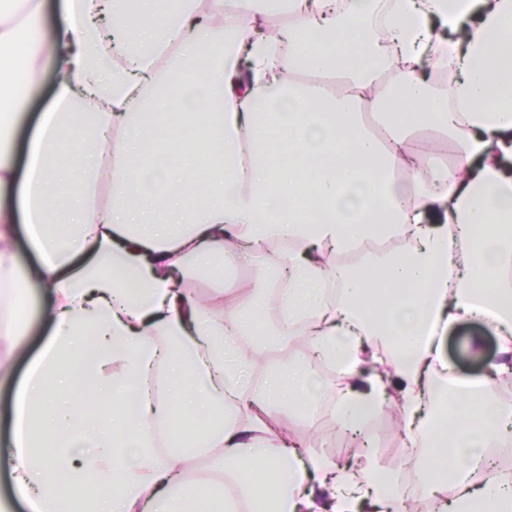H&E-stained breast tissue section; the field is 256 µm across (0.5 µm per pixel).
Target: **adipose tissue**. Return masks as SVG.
<instances>
[{"instance_id": "adipose-tissue-1", "label": "adipose tissue", "mask_w": 512, "mask_h": 512, "mask_svg": "<svg viewBox=\"0 0 512 512\" xmlns=\"http://www.w3.org/2000/svg\"><path fill=\"white\" fill-rule=\"evenodd\" d=\"M62 10L49 32L45 0H0V337L49 329L21 380L0 363L29 512H409L410 470L435 512H512L489 457L512 435V0ZM228 268L249 276L225 289ZM470 319L503 356L477 379L441 350ZM272 323L308 356L265 369ZM316 362L342 429L397 410L399 466L272 416L316 415ZM53 76L50 69H47L43 75V95L40 99L36 100L31 109L24 119L23 127L28 129L32 127L38 117V114L43 110L49 102L52 94ZM293 428L297 433L296 438L333 459L342 458L347 452L360 449L354 448L350 437L325 414L307 426L294 425Z\"/></svg>"}]
</instances>
